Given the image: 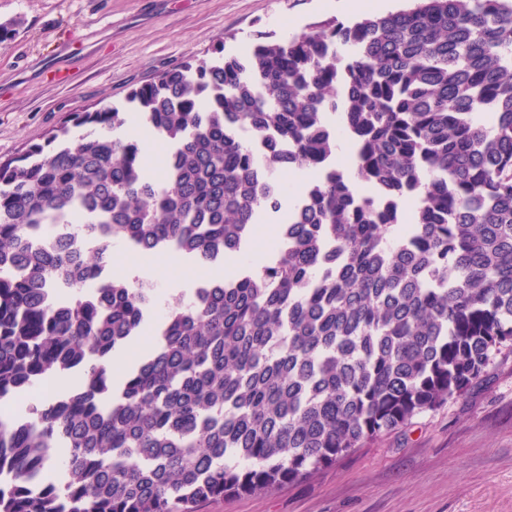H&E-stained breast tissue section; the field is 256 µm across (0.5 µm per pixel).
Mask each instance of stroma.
<instances>
[{"label":"stroma","instance_id":"obj_1","mask_svg":"<svg viewBox=\"0 0 512 512\" xmlns=\"http://www.w3.org/2000/svg\"><path fill=\"white\" fill-rule=\"evenodd\" d=\"M408 0H0V158L45 143L68 113L123 106L132 88L215 47L245 53L257 35L300 34L313 22L349 24ZM282 214H261L243 250L266 260ZM156 254L139 279L166 300L229 273ZM197 512H512V357L462 398L300 481L211 499Z\"/></svg>","mask_w":512,"mask_h":512}]
</instances>
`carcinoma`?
<instances>
[{
    "instance_id": "1",
    "label": "carcinoma",
    "mask_w": 512,
    "mask_h": 512,
    "mask_svg": "<svg viewBox=\"0 0 512 512\" xmlns=\"http://www.w3.org/2000/svg\"><path fill=\"white\" fill-rule=\"evenodd\" d=\"M414 2L262 34L241 56L220 47L0 160V402L80 373L0 415V512H197L272 490L459 399L512 354V0ZM128 123L169 144L158 169L112 136ZM71 125L78 141L54 145ZM234 127L266 141L263 157ZM296 167L318 177L283 243L167 305L154 353L114 383L99 360L151 308L112 275V244L228 262ZM55 224L94 225L102 245L29 241ZM61 279L72 288L52 306Z\"/></svg>"
}]
</instances>
